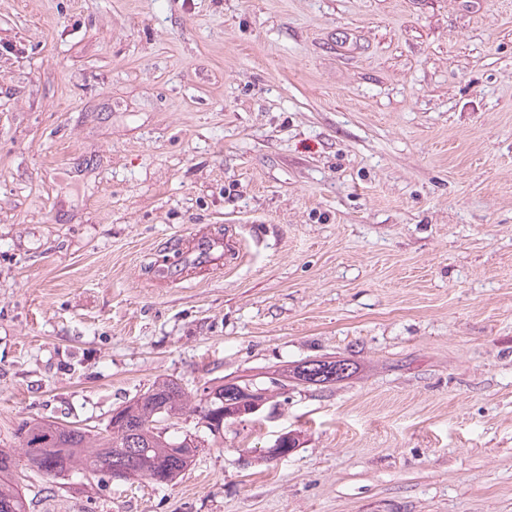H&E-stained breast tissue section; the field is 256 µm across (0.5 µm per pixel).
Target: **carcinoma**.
Wrapping results in <instances>:
<instances>
[{
  "label": "carcinoma",
  "instance_id": "obj_1",
  "mask_svg": "<svg viewBox=\"0 0 512 512\" xmlns=\"http://www.w3.org/2000/svg\"><path fill=\"white\" fill-rule=\"evenodd\" d=\"M355 365L348 359H311L289 371V378L308 386H324L349 378ZM250 390L259 401L263 395L250 379H233L210 387L198 404L203 421L238 420L249 416L237 404L238 394ZM189 396L174 380L154 383L121 407L119 425L90 435L80 428L55 422L30 421L22 425L23 454L46 474L66 480L75 470L86 480L103 481L115 471L137 477L164 474L167 482L177 479L195 460L197 446L169 431L188 409ZM15 456L0 452V512H27L16 483Z\"/></svg>",
  "mask_w": 512,
  "mask_h": 512
}]
</instances>
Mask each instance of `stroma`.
I'll list each match as a JSON object with an SVG mask.
<instances>
[{"mask_svg":"<svg viewBox=\"0 0 512 512\" xmlns=\"http://www.w3.org/2000/svg\"><path fill=\"white\" fill-rule=\"evenodd\" d=\"M319 357L168 484L21 451ZM0 450L28 512H512V0H0ZM219 246H222V240L200 235L190 240L186 248H183L182 245L178 246L179 250H182L180 259L182 263L196 265L200 269H207L211 266L214 250ZM355 369L354 363L348 359H311L295 365L287 378L308 386H326L349 378Z\"/></svg>","mask_w":512,"mask_h":512,"instance_id":"35a3bbf8","label":"stroma"}]
</instances>
